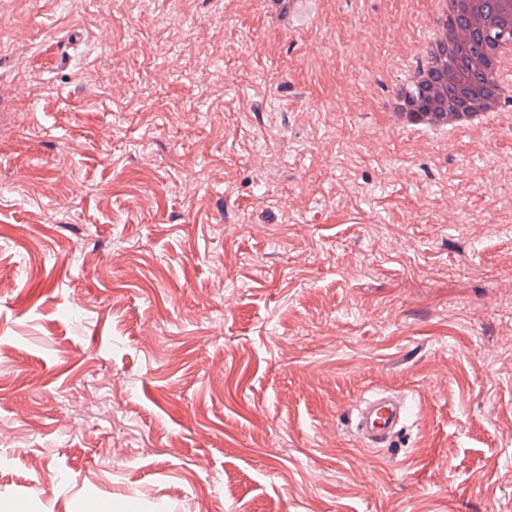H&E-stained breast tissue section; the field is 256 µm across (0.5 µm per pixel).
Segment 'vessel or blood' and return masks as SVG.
Segmentation results:
<instances>
[{"label":"vessel or blood","mask_w":512,"mask_h":512,"mask_svg":"<svg viewBox=\"0 0 512 512\" xmlns=\"http://www.w3.org/2000/svg\"><path fill=\"white\" fill-rule=\"evenodd\" d=\"M411 413L412 406L405 397L381 388L369 390L354 414V427L362 447H392L398 434L407 428Z\"/></svg>","instance_id":"obj_1"}]
</instances>
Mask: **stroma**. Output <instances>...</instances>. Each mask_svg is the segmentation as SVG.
<instances>
[{
  "label": "stroma",
  "instance_id": "stroma-1",
  "mask_svg": "<svg viewBox=\"0 0 512 512\" xmlns=\"http://www.w3.org/2000/svg\"><path fill=\"white\" fill-rule=\"evenodd\" d=\"M225 6L0 16V512H512V131L380 121L418 0ZM262 11L269 25L278 31L286 32L291 27L294 15L300 8L299 0H261ZM354 413V427L364 448H392L398 434L408 427L411 403L381 388L368 391Z\"/></svg>",
  "mask_w": 512,
  "mask_h": 512
}]
</instances>
